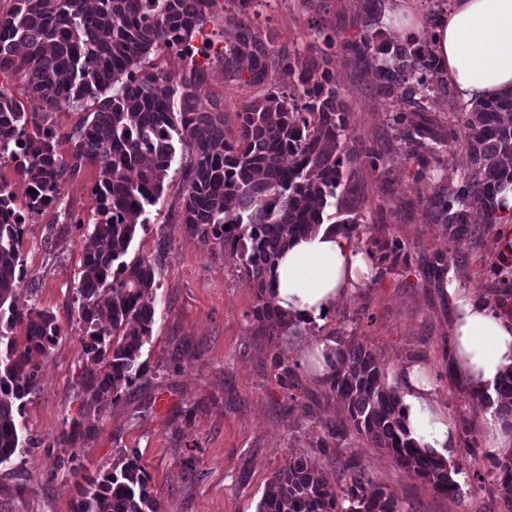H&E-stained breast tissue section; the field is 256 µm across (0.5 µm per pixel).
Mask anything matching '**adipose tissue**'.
Listing matches in <instances>:
<instances>
[{
    "instance_id": "obj_1",
    "label": "adipose tissue",
    "mask_w": 512,
    "mask_h": 512,
    "mask_svg": "<svg viewBox=\"0 0 512 512\" xmlns=\"http://www.w3.org/2000/svg\"><path fill=\"white\" fill-rule=\"evenodd\" d=\"M433 34L439 65L464 100L487 101L512 90V0H454L436 18ZM375 274L352 238L333 225L294 240L270 272L282 331L324 322ZM443 292L455 306L450 325L454 369L471 391L492 392L512 369V319L462 287L455 273L445 274ZM399 387L411 438L448 456L458 444V427L439 403L427 368L404 367Z\"/></svg>"
}]
</instances>
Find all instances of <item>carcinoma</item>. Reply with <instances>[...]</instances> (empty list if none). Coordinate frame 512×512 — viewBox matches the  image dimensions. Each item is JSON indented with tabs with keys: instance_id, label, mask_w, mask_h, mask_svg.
I'll list each match as a JSON object with an SVG mask.
<instances>
[{
	"instance_id": "cac0c4a2",
	"label": "carcinoma",
	"mask_w": 512,
	"mask_h": 512,
	"mask_svg": "<svg viewBox=\"0 0 512 512\" xmlns=\"http://www.w3.org/2000/svg\"><path fill=\"white\" fill-rule=\"evenodd\" d=\"M219 0H13L0 13V76L22 74L30 110L0 88V130L10 127L25 148L18 176L34 190V203L48 206L60 189L85 167L97 169L93 189L96 222L84 247L76 288L78 323L87 366L81 384L96 403L108 394L118 399L140 377L139 362L155 319V260H122L137 226H145L182 150V224L205 245H219L241 263L261 303L252 313L260 326L278 330L280 316L264 299L272 293L269 273L279 254L296 237L318 230L336 217L332 199L345 164L355 155L340 153L346 104L327 67L336 48V30L313 20L322 64L298 55L282 60L297 81L299 96L276 87L238 113L239 131L224 136L221 113L203 103L207 64L194 59L192 42L203 34ZM265 0H224V40L219 57L224 73L242 85L268 78L271 57L251 25ZM384 0H366L363 35L351 45L361 59L371 58L376 92L410 110L393 117L417 161L415 183L425 180L429 161L419 150L435 151L449 142L463 146L471 168L448 193L423 196L419 205L436 212L448 238L472 243L473 205L480 206L487 230L502 223L497 194L512 184V90L477 102L443 126L426 112L450 96L431 50L433 37H409L393 43L378 27ZM177 50L188 68L166 71L153 56ZM85 116L61 134L52 114L62 108ZM70 145L60 152L62 143ZM23 225L0 221V465L31 455L34 444L22 439L17 417L39 388L41 362L61 336L58 317L15 303L22 282ZM450 258L437 254L428 277L440 283ZM495 281L493 309L512 317V263L502 254L489 269ZM25 336L17 340L14 330ZM329 391L344 409L346 425L400 467L427 482L439 494L454 495L460 484L454 462L421 451L407 431L400 396L387 382L385 368L372 349L353 340L338 341ZM461 391L494 409L512 433V369L494 388L495 396ZM469 455L488 461L499 496L512 512V450L491 455L467 441ZM74 480V512H159L160 492L134 459L122 456L94 475L83 473L78 449L64 462ZM343 489H333L314 461L292 458L269 481L258 512H403L399 500L379 488L368 491L369 474L355 458L341 464Z\"/></svg>"
}]
</instances>
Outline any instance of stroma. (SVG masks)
I'll return each instance as SVG.
<instances>
[{
	"instance_id": "35a3bbf8",
	"label": "stroma",
	"mask_w": 512,
	"mask_h": 512,
	"mask_svg": "<svg viewBox=\"0 0 512 512\" xmlns=\"http://www.w3.org/2000/svg\"><path fill=\"white\" fill-rule=\"evenodd\" d=\"M364 3L329 0L326 20L338 41L328 67L347 103L342 150H381L385 165L377 170L354 165L353 176L336 191V210L339 218H357L355 245L382 277L356 288L325 323L269 340L250 316L258 298L243 269L225 259L222 247L204 246L185 232L180 184L166 182L126 254L130 261L143 256L156 261L155 321L141 352L144 372L119 399L87 405L80 384L87 357L74 315L84 231L94 221L91 188L97 170L86 167L66 184L64 223H53L44 213L31 216L24 227L16 303L57 315L62 335L41 365L39 392L18 419L22 437L38 440L40 448L0 465V512H73L74 483L59 473L64 457L59 439L73 420L84 431L77 446L86 473L110 468L123 454L135 457L160 492V512H257L269 480L294 456L314 460L338 488L339 464L352 455L404 512H506L495 477L474 476L465 446L478 436L472 422L480 406L461 394L449 368L453 303L426 282L419 263L435 252L448 253L463 287L492 300L493 236L457 248L436 214L417 205V194L449 189L470 157L455 144L439 148L430 160L429 180L413 185L410 175L417 167L392 122L402 105L375 91L368 67L346 47L362 34ZM317 15V0H269L256 21L271 50L266 83L240 85L225 77L222 62H211L204 100L223 113L226 138L237 134L238 114L247 102L272 85L293 89L294 77L280 56L306 48L312 40L308 21ZM394 240L412 257L411 268L386 263V247ZM329 336L368 343L388 383L411 363L429 370L437 398L458 425L461 442L449 458L464 471L460 493H437L345 427L342 407L330 397L326 381L302 364L299 352L300 345ZM277 356L294 365V384L279 379ZM332 429L339 432L333 439Z\"/></svg>"
}]
</instances>
